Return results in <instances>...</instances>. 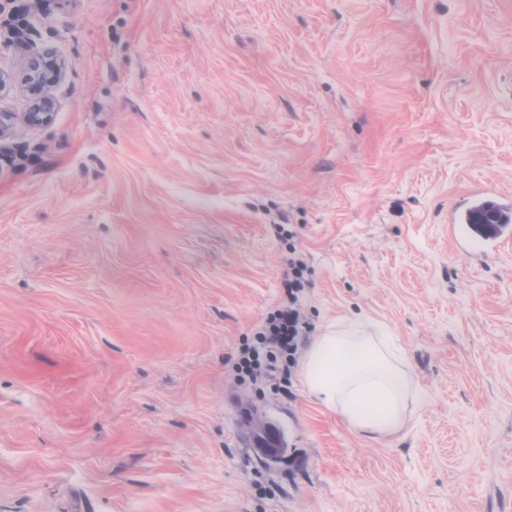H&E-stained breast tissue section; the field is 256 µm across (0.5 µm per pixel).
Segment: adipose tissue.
Returning <instances> with one entry per match:
<instances>
[{"label":"adipose tissue","mask_w":512,"mask_h":512,"mask_svg":"<svg viewBox=\"0 0 512 512\" xmlns=\"http://www.w3.org/2000/svg\"><path fill=\"white\" fill-rule=\"evenodd\" d=\"M304 389L366 438L400 432L416 385L390 337L362 320L332 324L311 339L298 366Z\"/></svg>","instance_id":"adipose-tissue-1"}]
</instances>
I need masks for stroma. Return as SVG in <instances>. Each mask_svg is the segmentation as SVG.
Returning a JSON list of instances; mask_svg holds the SVG:
<instances>
[{"label": "stroma", "instance_id": "35a3bbf8", "mask_svg": "<svg viewBox=\"0 0 512 512\" xmlns=\"http://www.w3.org/2000/svg\"><path fill=\"white\" fill-rule=\"evenodd\" d=\"M50 124L0 149V512H512V0H44ZM307 265L313 331L385 325L422 394L364 438L237 384ZM279 434L268 465L255 421Z\"/></svg>", "mask_w": 512, "mask_h": 512}]
</instances>
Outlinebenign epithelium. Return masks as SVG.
<instances>
[{
    "instance_id": "7a95c632",
    "label": "benign epithelium",
    "mask_w": 512,
    "mask_h": 512,
    "mask_svg": "<svg viewBox=\"0 0 512 512\" xmlns=\"http://www.w3.org/2000/svg\"><path fill=\"white\" fill-rule=\"evenodd\" d=\"M62 70V63L48 50L28 61L24 85L32 108L20 115L15 112H0V139L8 137L19 120L34 127L44 126L52 121V101L47 95V88L58 81Z\"/></svg>"
}]
</instances>
